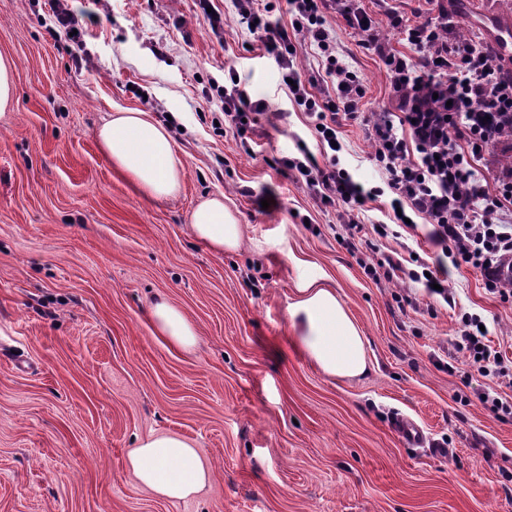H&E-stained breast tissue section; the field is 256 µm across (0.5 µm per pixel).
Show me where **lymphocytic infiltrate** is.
<instances>
[{
	"instance_id": "obj_1",
	"label": "lymphocytic infiltrate",
	"mask_w": 512,
	"mask_h": 512,
	"mask_svg": "<svg viewBox=\"0 0 512 512\" xmlns=\"http://www.w3.org/2000/svg\"><path fill=\"white\" fill-rule=\"evenodd\" d=\"M289 26L273 24L275 0H235L239 24L250 27L282 78L293 80L292 101L317 126L322 145H332L336 128L360 122L367 128L371 159L384 185L365 188L340 168L336 159L319 164L308 149L278 164L295 180L305 182L321 205L336 209L349 251H356L366 233L386 237L388 225L365 229L357 221L365 202L382 190L393 198L391 208H407L430 224L429 242L440 250L427 274L407 271L410 281L438 290L446 304L449 267L478 271L485 288L502 299L512 298V169L501 168L486 179L478 167L490 149L512 140V75L482 41L460 37L448 14L412 24L404 16L387 15L390 27L407 43L403 52L389 48L376 30L375 18L357 0H285ZM340 17L361 46L373 49L390 79L391 99L382 111L366 113L360 103L365 87L359 75L339 56L328 18ZM309 39L321 66L301 71L293 36ZM225 129L249 150L246 135L264 101H251L240 82L221 92ZM457 348L482 376L511 374L500 356L482 341L480 318L463 317Z\"/></svg>"
}]
</instances>
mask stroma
<instances>
[{
    "label": "stroma",
    "instance_id": "1",
    "mask_svg": "<svg viewBox=\"0 0 512 512\" xmlns=\"http://www.w3.org/2000/svg\"><path fill=\"white\" fill-rule=\"evenodd\" d=\"M76 35L49 0H0V54L15 97L0 115V512H512V379L484 377L454 343L461 318L512 365V300L470 268L449 269L455 304L422 284L375 280L381 254L432 263L427 226L349 252L337 215L315 206L279 158L316 150L309 123L253 50L232 0L207 27L198 0H67ZM417 23L448 11L495 47L490 20L512 0H389ZM364 81V109L389 103L373 51L330 19ZM263 99L254 155L212 125L225 68ZM169 121L182 183L143 196L102 152L111 112ZM339 162L364 187L383 181L363 126H342ZM223 194L244 226L218 256L192 236L194 207ZM335 289L366 339L370 370L330 379L295 348L288 305L299 280ZM415 295L403 307L397 293ZM166 297L197 332L188 350L148 317ZM422 427V447L394 426ZM190 441L213 478L170 502L139 485L128 454L150 437Z\"/></svg>",
    "mask_w": 512,
    "mask_h": 512
}]
</instances>
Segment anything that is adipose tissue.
Wrapping results in <instances>:
<instances>
[{
	"instance_id": "adipose-tissue-1",
	"label": "adipose tissue",
	"mask_w": 512,
	"mask_h": 512,
	"mask_svg": "<svg viewBox=\"0 0 512 512\" xmlns=\"http://www.w3.org/2000/svg\"><path fill=\"white\" fill-rule=\"evenodd\" d=\"M97 139L112 164L126 173L140 191L153 198L178 192L181 168L170 132L143 112H116L99 127ZM192 235L214 254L239 248L243 227L224 204L223 196L202 200L191 215ZM288 306L293 343L302 356L331 378H355L369 369L365 338L334 289L302 280ZM155 329L171 344L192 347L196 332L187 317L166 298L150 311ZM137 481L158 497L175 502L200 493L211 473L196 448L185 439L163 435L147 439L128 456Z\"/></svg>"
}]
</instances>
